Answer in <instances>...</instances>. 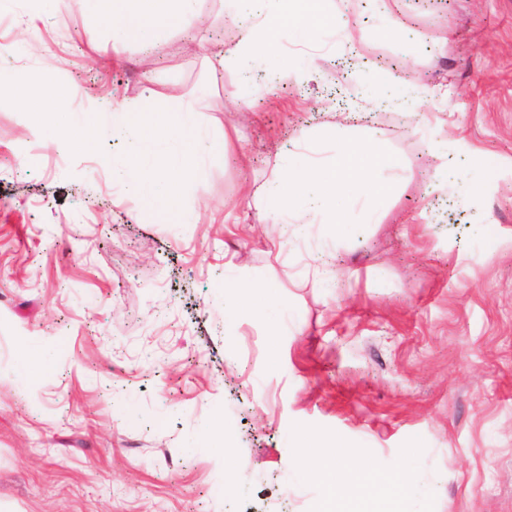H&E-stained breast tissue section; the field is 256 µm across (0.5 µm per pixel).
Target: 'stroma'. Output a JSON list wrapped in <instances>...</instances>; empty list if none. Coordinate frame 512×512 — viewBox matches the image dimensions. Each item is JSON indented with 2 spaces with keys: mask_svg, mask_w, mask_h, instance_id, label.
Segmentation results:
<instances>
[{
  "mask_svg": "<svg viewBox=\"0 0 512 512\" xmlns=\"http://www.w3.org/2000/svg\"><path fill=\"white\" fill-rule=\"evenodd\" d=\"M347 9L361 57L327 35L312 78L255 76L242 112L217 63L227 7L199 0L200 23L145 48L63 0H0V72L72 125L101 115L62 151L25 93L0 94V512H323L318 478L286 466L299 442L389 474L415 460L424 512H512V0H400L392 39L375 0ZM120 98L228 139L186 223H146L114 183L140 148L112 135ZM338 111L396 157L384 219L347 237L268 223L256 186L295 144L331 160L316 138ZM228 277L272 287L279 322L226 318ZM24 347L49 365L23 375ZM339 505L395 500L373 483Z\"/></svg>",
  "mask_w": 512,
  "mask_h": 512,
  "instance_id": "stroma-1",
  "label": "stroma"
}]
</instances>
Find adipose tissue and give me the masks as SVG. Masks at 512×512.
<instances>
[{
    "instance_id": "obj_1",
    "label": "adipose tissue",
    "mask_w": 512,
    "mask_h": 512,
    "mask_svg": "<svg viewBox=\"0 0 512 512\" xmlns=\"http://www.w3.org/2000/svg\"><path fill=\"white\" fill-rule=\"evenodd\" d=\"M81 10L104 13L113 38L149 46L168 31L186 25L197 15L198 0H73ZM237 19V35L225 44L218 63L250 77L263 64L275 63L290 72L288 48L304 45L315 25L327 23L345 44L362 42L363 36L345 8V0H227ZM136 133L142 154L113 168L114 180L150 198L155 223L180 224L185 219L183 199L199 174L198 143L201 124L190 112H163L147 121L139 104L121 100L112 109V133ZM289 471L298 479L317 477L334 512V491L341 484L373 479L366 459L348 460L336 449L315 451L294 447L289 451Z\"/></svg>"
}]
</instances>
